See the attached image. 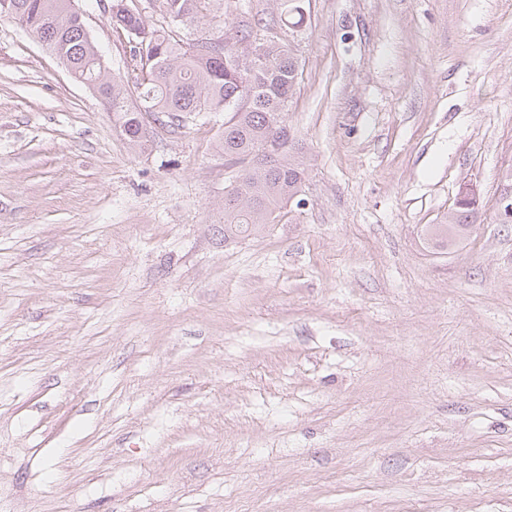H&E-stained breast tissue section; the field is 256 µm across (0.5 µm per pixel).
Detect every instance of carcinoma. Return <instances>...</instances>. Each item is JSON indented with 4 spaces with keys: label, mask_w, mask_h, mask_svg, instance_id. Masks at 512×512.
Listing matches in <instances>:
<instances>
[{
    "label": "carcinoma",
    "mask_w": 512,
    "mask_h": 512,
    "mask_svg": "<svg viewBox=\"0 0 512 512\" xmlns=\"http://www.w3.org/2000/svg\"><path fill=\"white\" fill-rule=\"evenodd\" d=\"M221 2L161 0V6L171 23L190 27L202 17L216 15ZM69 13L70 0H10V11L0 10V17L18 21L40 37L74 78L96 85L132 145L145 138L147 116L175 130L184 127L194 112L223 110L232 113L221 137L225 162L244 163L270 136L291 144L285 112L299 70L294 49L282 41L275 18L257 20L263 39L255 46L259 59L250 67L239 65L235 44L219 36L187 42L163 26L147 25L135 0H112V25L126 34L136 71L133 100L102 74L96 63L100 49ZM281 15L291 28L306 23L302 0H288ZM304 174L302 160L286 153L230 183L224 191V239L249 236L276 223L283 206L301 192ZM475 214L476 209L467 205L454 207L443 223L427 225L428 241L447 247L450 238L468 234Z\"/></svg>",
    "instance_id": "carcinoma-1"
}]
</instances>
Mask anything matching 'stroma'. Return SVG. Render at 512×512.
<instances>
[{"label":"stroma","instance_id":"obj_1","mask_svg":"<svg viewBox=\"0 0 512 512\" xmlns=\"http://www.w3.org/2000/svg\"><path fill=\"white\" fill-rule=\"evenodd\" d=\"M304 7L303 189L231 240L227 112L133 146L0 18V512H512V0ZM465 181L473 233L429 247Z\"/></svg>","mask_w":512,"mask_h":512}]
</instances>
